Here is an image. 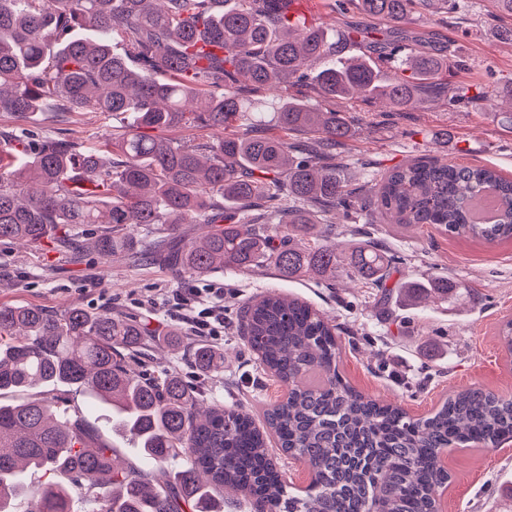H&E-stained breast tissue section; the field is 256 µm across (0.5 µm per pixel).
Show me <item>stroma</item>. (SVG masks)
Returning <instances> with one entry per match:
<instances>
[{"mask_svg": "<svg viewBox=\"0 0 512 512\" xmlns=\"http://www.w3.org/2000/svg\"><path fill=\"white\" fill-rule=\"evenodd\" d=\"M510 25L512 18L495 14L491 0H461L433 16L429 26L417 22L413 28H428L437 45L460 61L449 75L452 82L502 86L512 81V46L499 43L495 32ZM511 108L499 98L454 109L438 99L409 112L380 104L349 105L351 133L340 148L343 174L348 183L367 190L395 165L437 157L491 166L512 178V126L504 119ZM26 126L43 136L100 149L112 140L113 121L104 112H37ZM332 232L339 249L371 241L398 257L390 284L442 276L466 282L482 293L483 302L462 297L445 304L425 296L411 305L397 293L383 302L378 288L344 277L331 286L318 277L284 279L271 269L224 270L208 282L224 290L225 318L234 319L242 303L269 293L307 301L341 326L346 379L416 418L458 387L475 384L512 393V360L497 337L502 320L512 318V242L478 244L430 226L400 230L360 217L337 219ZM186 285L166 267L126 254L106 261L87 251L74 261L49 242L30 248L0 243V305L130 312L151 318L163 332L178 323L167 298L172 289ZM195 343L185 334L171 347L157 343L148 361L176 369L207 399L257 413L283 396L284 386L262 371L243 347L238 328L211 343L224 353L222 374L197 370L191 361ZM444 463L451 480L441 497L442 512H504L512 501V440L490 449H453Z\"/></svg>", "mask_w": 512, "mask_h": 512, "instance_id": "obj_1", "label": "stroma"}]
</instances>
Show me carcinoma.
Wrapping results in <instances>:
<instances>
[{
	"label": "carcinoma",
	"mask_w": 512,
	"mask_h": 512,
	"mask_svg": "<svg viewBox=\"0 0 512 512\" xmlns=\"http://www.w3.org/2000/svg\"><path fill=\"white\" fill-rule=\"evenodd\" d=\"M352 2L387 30L375 57L336 60V42L298 9L299 0H0V112L24 121L33 112L130 114L112 132L110 150L39 136L19 125L0 147V241L60 251L97 225L82 247L110 259L136 255L180 276L225 268H273L285 278L340 275L381 288L396 259L372 245L340 251L329 215H368L380 224L434 225L450 237L512 241V179L487 166L444 159L389 169L372 193L352 187L336 145L349 136L343 103L376 102L394 112L424 105L427 87L448 107L497 96L486 84L452 85L459 66L409 34L418 4L435 0ZM125 46L112 50V41ZM283 93L277 133L234 131L263 101L242 92ZM311 90L317 105L305 101ZM194 127L205 139L171 143L151 130ZM314 141L297 146L288 135ZM293 205L281 204L283 187ZM500 201L493 224L471 220L485 189ZM205 224L199 240L185 217ZM465 284L403 282L413 299L443 302ZM244 345L286 388L262 412L201 393L172 372L146 373L137 348L157 336L129 314L71 306L50 312L0 305V512H224V490L251 498L257 512H440L451 475L447 448H493L512 438V396L473 385L452 391L429 415L365 394L339 370L340 328L297 298L266 295L239 308ZM203 371L224 368V354L194 348ZM68 386L112 410V432L137 438L138 460L114 464L117 448L82 415L61 407L50 386ZM311 473L292 495L269 459L267 434Z\"/></svg>",
	"instance_id": "obj_1"
}]
</instances>
